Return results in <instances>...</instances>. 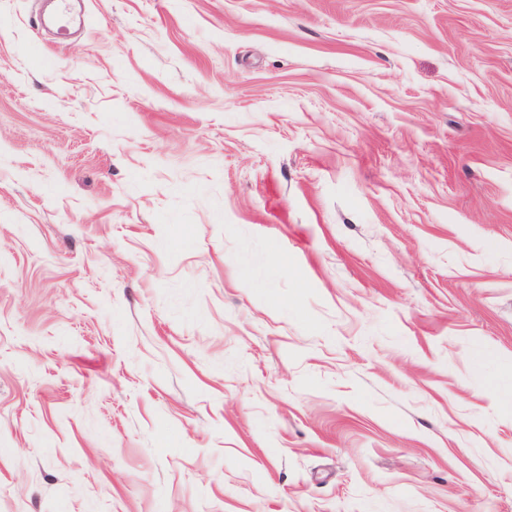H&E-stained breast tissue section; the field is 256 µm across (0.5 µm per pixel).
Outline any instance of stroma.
<instances>
[{
  "label": "stroma",
  "mask_w": 512,
  "mask_h": 512,
  "mask_svg": "<svg viewBox=\"0 0 512 512\" xmlns=\"http://www.w3.org/2000/svg\"><path fill=\"white\" fill-rule=\"evenodd\" d=\"M0 0V512H512V0Z\"/></svg>",
  "instance_id": "35a3bbf8"
}]
</instances>
